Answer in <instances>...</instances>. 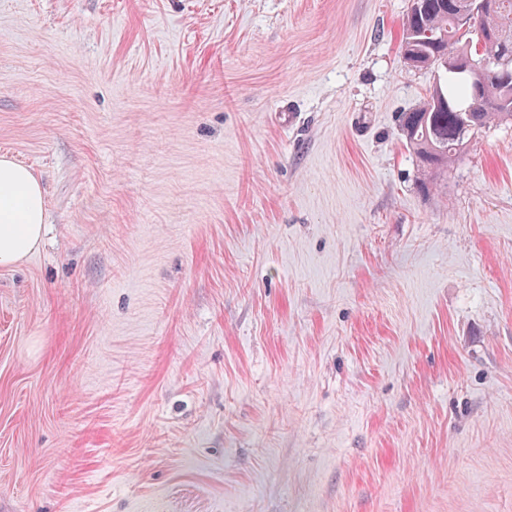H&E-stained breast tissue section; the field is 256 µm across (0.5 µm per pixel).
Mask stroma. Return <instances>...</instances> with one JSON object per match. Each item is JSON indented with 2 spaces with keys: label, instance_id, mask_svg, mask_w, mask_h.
Here are the masks:
<instances>
[{
  "label": "stroma",
  "instance_id": "35a3bbf8",
  "mask_svg": "<svg viewBox=\"0 0 512 512\" xmlns=\"http://www.w3.org/2000/svg\"><path fill=\"white\" fill-rule=\"evenodd\" d=\"M411 0H0V512H512V123L432 194ZM46 231L45 190L26 166L0 157V267L40 246Z\"/></svg>",
  "mask_w": 512,
  "mask_h": 512
}]
</instances>
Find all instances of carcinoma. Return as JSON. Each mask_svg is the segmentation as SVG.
<instances>
[{"mask_svg":"<svg viewBox=\"0 0 512 512\" xmlns=\"http://www.w3.org/2000/svg\"><path fill=\"white\" fill-rule=\"evenodd\" d=\"M474 0H417L402 30L403 54L416 68L442 73L438 85L450 102L472 104L471 112H454L428 96L399 116L406 149L415 157L429 194L438 179L458 161L470 139L493 122L512 121V65L483 83L461 61L482 57L512 59V0H483L479 23L465 28L456 18L473 10Z\"/></svg>","mask_w":512,"mask_h":512,"instance_id":"carcinoma-1","label":"carcinoma"}]
</instances>
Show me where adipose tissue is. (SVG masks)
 <instances>
[{
    "mask_svg": "<svg viewBox=\"0 0 512 512\" xmlns=\"http://www.w3.org/2000/svg\"><path fill=\"white\" fill-rule=\"evenodd\" d=\"M46 231L45 190L26 166L0 157V267L40 246Z\"/></svg>",
    "mask_w": 512,
    "mask_h": 512,
    "instance_id": "adipose-tissue-1",
    "label": "adipose tissue"
}]
</instances>
